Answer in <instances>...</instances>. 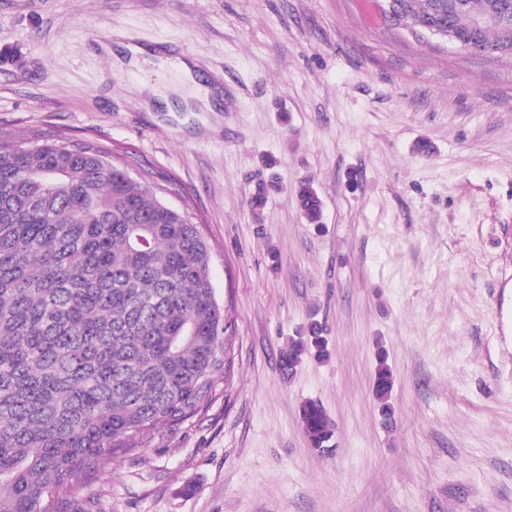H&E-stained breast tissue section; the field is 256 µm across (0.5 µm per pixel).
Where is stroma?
Segmentation results:
<instances>
[{"instance_id": "1", "label": "stroma", "mask_w": 512, "mask_h": 512, "mask_svg": "<svg viewBox=\"0 0 512 512\" xmlns=\"http://www.w3.org/2000/svg\"><path fill=\"white\" fill-rule=\"evenodd\" d=\"M125 43L152 55L118 66ZM60 133L185 209L234 324L220 398L64 512H512L511 56L416 39L375 0H0V134ZM313 323L329 358L285 371ZM300 208L311 224L320 223L322 202L317 192L310 183L303 184L298 190ZM387 360L386 352L380 350L377 354L373 390L379 412L385 423L390 424L394 419V408L390 402L393 389V375ZM302 425L316 449L333 447L334 429L320 405L314 402L303 405Z\"/></svg>"}]
</instances>
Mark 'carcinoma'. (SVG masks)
<instances>
[{
  "instance_id": "cac0c4a2",
  "label": "carcinoma",
  "mask_w": 512,
  "mask_h": 512,
  "mask_svg": "<svg viewBox=\"0 0 512 512\" xmlns=\"http://www.w3.org/2000/svg\"><path fill=\"white\" fill-rule=\"evenodd\" d=\"M425 26L454 30L462 51L512 55V0H398ZM500 11L485 28L471 20ZM300 208L320 223L313 186ZM192 219L151 179L62 135L0 136V512H61L60 491L90 479L160 427L216 399L230 377L232 322L208 273ZM283 354L293 369L329 353L315 326ZM393 375L377 354L374 396L386 423ZM302 425L317 449L334 429L315 402Z\"/></svg>"
}]
</instances>
